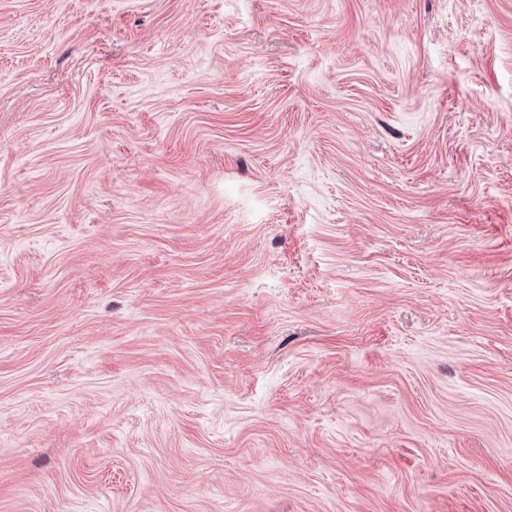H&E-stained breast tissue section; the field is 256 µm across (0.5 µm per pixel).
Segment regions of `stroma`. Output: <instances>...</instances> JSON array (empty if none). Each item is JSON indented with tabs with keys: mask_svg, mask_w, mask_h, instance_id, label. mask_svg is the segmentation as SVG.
Segmentation results:
<instances>
[{
	"mask_svg": "<svg viewBox=\"0 0 512 512\" xmlns=\"http://www.w3.org/2000/svg\"><path fill=\"white\" fill-rule=\"evenodd\" d=\"M0 512H512V0H0Z\"/></svg>",
	"mask_w": 512,
	"mask_h": 512,
	"instance_id": "1",
	"label": "stroma"
}]
</instances>
